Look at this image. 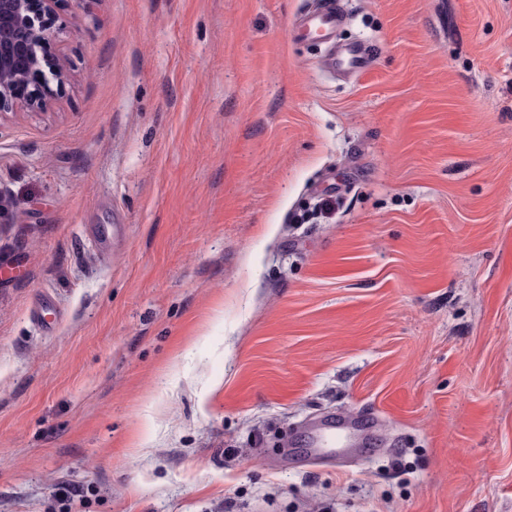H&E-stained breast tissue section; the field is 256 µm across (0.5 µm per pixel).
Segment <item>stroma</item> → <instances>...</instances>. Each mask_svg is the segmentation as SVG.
<instances>
[{
	"mask_svg": "<svg viewBox=\"0 0 512 512\" xmlns=\"http://www.w3.org/2000/svg\"><path fill=\"white\" fill-rule=\"evenodd\" d=\"M340 2L348 79L319 0H63L0 117V512H512V0ZM344 23L339 0H323L311 13L298 18L293 24L296 37L315 40L332 48L325 59L327 68L345 73H359L369 63V53L362 45L347 44L336 48V33ZM362 425L352 421H338L336 419H325L314 422L307 427V431L315 437L308 450H321L323 448L333 449L336 447V436L341 438L347 432L364 431Z\"/></svg>",
	"mask_w": 512,
	"mask_h": 512,
	"instance_id": "1",
	"label": "stroma"
}]
</instances>
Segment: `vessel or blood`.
Listing matches in <instances>:
<instances>
[{"instance_id":"obj_1","label":"vessel or blood","mask_w":512,"mask_h":512,"mask_svg":"<svg viewBox=\"0 0 512 512\" xmlns=\"http://www.w3.org/2000/svg\"><path fill=\"white\" fill-rule=\"evenodd\" d=\"M344 23V14L339 0H322L320 6L311 13L298 18L293 25L296 37L315 40L324 45L332 46L333 51L325 63L329 69L345 73H358L369 63V53L361 45H337L336 33ZM358 423L352 421H336L325 419L312 423L308 431L313 435L312 450L335 448L337 437L348 432L357 431Z\"/></svg>"}]
</instances>
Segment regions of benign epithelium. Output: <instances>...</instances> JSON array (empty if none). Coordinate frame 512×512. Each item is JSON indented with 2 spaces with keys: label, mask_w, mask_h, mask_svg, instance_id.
<instances>
[{
  "label": "benign epithelium",
  "mask_w": 512,
  "mask_h": 512,
  "mask_svg": "<svg viewBox=\"0 0 512 512\" xmlns=\"http://www.w3.org/2000/svg\"><path fill=\"white\" fill-rule=\"evenodd\" d=\"M60 0H0V116L44 109L65 87L53 50Z\"/></svg>",
  "instance_id": "1"
}]
</instances>
